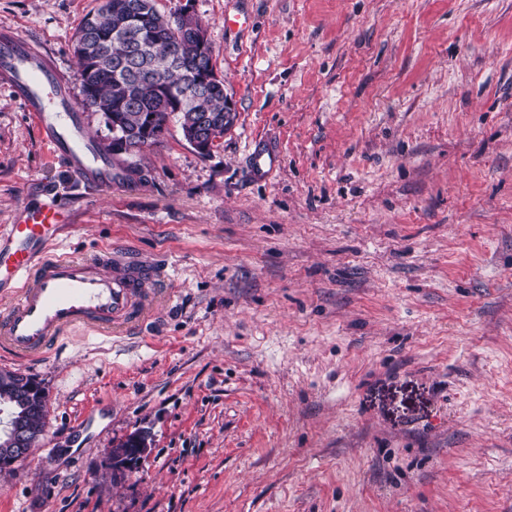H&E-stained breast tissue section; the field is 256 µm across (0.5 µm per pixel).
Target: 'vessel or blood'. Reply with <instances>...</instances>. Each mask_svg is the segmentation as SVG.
Segmentation results:
<instances>
[{"instance_id": "1", "label": "vessel or blood", "mask_w": 512, "mask_h": 512, "mask_svg": "<svg viewBox=\"0 0 512 512\" xmlns=\"http://www.w3.org/2000/svg\"><path fill=\"white\" fill-rule=\"evenodd\" d=\"M0 82L6 84L36 121L80 182L111 190L112 164L91 150L87 116L75 105L71 79L33 43L0 34ZM67 213L55 201L23 207L0 228V354L18 360L48 355L64 332L76 326L120 335L146 312L152 273L126 265L111 271L112 253L89 257L52 252Z\"/></svg>"}]
</instances>
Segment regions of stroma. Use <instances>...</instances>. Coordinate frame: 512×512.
<instances>
[{"label": "stroma", "instance_id": "obj_1", "mask_svg": "<svg viewBox=\"0 0 512 512\" xmlns=\"http://www.w3.org/2000/svg\"><path fill=\"white\" fill-rule=\"evenodd\" d=\"M102 2L0 30L73 74ZM187 5L236 118L120 155L145 184L77 182L0 86V226L51 195L57 252L158 274L129 336L0 359L48 408L0 512H512V0H156ZM112 463L115 465L124 460L123 464H118V467L127 465L126 458L134 456L139 459V463L146 460L149 448V434L144 430H138L134 433L127 435L124 439L112 446Z\"/></svg>", "mask_w": 512, "mask_h": 512}]
</instances>
